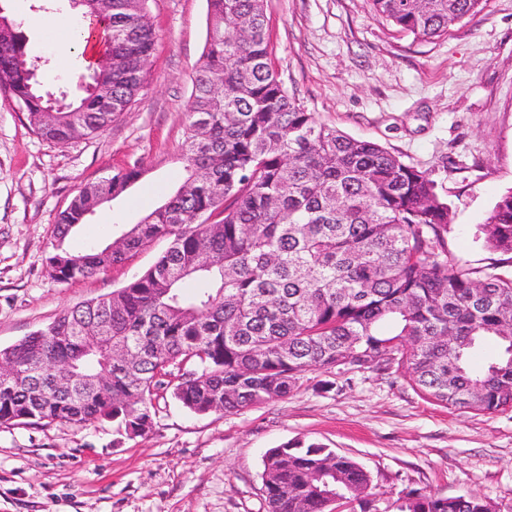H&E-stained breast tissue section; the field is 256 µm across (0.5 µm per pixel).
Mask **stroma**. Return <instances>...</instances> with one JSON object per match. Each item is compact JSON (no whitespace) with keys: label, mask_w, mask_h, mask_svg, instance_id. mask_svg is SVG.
Wrapping results in <instances>:
<instances>
[{"label":"stroma","mask_w":512,"mask_h":512,"mask_svg":"<svg viewBox=\"0 0 512 512\" xmlns=\"http://www.w3.org/2000/svg\"><path fill=\"white\" fill-rule=\"evenodd\" d=\"M18 23L44 91L73 98L50 25L71 0H0ZM157 40L138 100L102 133L66 145L34 134L0 92V348L62 310L121 288L166 249L63 284L47 268L57 213L113 171L138 178L74 227L72 252L103 246L183 182L191 78L208 35L206 0H147ZM272 65L307 111L376 141L426 171L450 208L448 250L474 267L498 262L475 236L512 189V0H485L448 34L418 41L368 0H267ZM153 425L127 438L115 423L0 424V512H267L266 451L303 440L359 462L374 505L411 491L476 495L512 512V411L460 413L421 397L398 374L304 371L287 397L229 414H194L164 392Z\"/></svg>","instance_id":"obj_1"}]
</instances>
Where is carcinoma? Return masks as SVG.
I'll return each mask as SVG.
<instances>
[{
  "instance_id": "obj_1",
  "label": "carcinoma",
  "mask_w": 512,
  "mask_h": 512,
  "mask_svg": "<svg viewBox=\"0 0 512 512\" xmlns=\"http://www.w3.org/2000/svg\"><path fill=\"white\" fill-rule=\"evenodd\" d=\"M376 15L433 40L484 0H369ZM208 37L192 78L176 193L111 244L71 253L63 241L135 168L81 188L55 221L49 274L92 277L155 240L167 249L141 276L63 310L0 360V424L83 426L112 420L129 437L152 426L162 389L195 414L236 413L283 398L310 367L402 376L450 410H512V272L472 267L448 251L450 210L436 182L384 146L320 121L271 62L266 0H207ZM112 73L64 111H47L17 35L0 29V91L54 144L95 136L147 84L156 33L143 0H112ZM477 235L512 263V189ZM499 352L469 366L483 340ZM195 368L185 369L188 362ZM269 512H371L372 480L353 459L287 443L263 460ZM392 512H493L470 495L407 493Z\"/></svg>"
}]
</instances>
